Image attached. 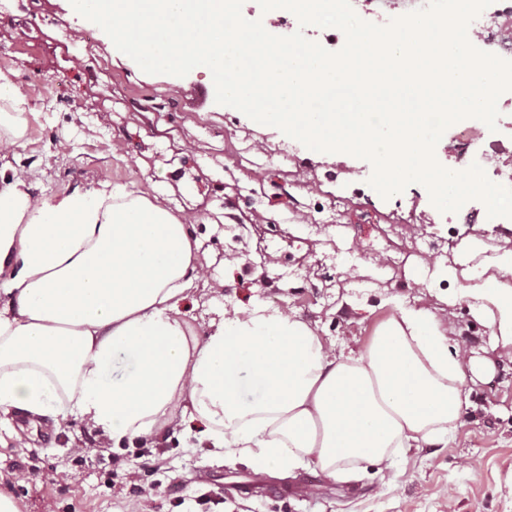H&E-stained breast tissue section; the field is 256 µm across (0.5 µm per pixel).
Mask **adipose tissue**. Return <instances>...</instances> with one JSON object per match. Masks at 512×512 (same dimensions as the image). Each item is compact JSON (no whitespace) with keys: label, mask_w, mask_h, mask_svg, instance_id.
I'll return each mask as SVG.
<instances>
[{"label":"adipose tissue","mask_w":512,"mask_h":512,"mask_svg":"<svg viewBox=\"0 0 512 512\" xmlns=\"http://www.w3.org/2000/svg\"><path fill=\"white\" fill-rule=\"evenodd\" d=\"M25 104L0 73V149L25 145ZM490 266L469 290L512 344V248ZM202 269L161 202L107 181L39 196L28 172L0 165V418L72 417L118 446L183 414L200 441L257 469L332 478L456 430L469 365L452 322L401 312L338 357L306 323L259 305L193 339L178 303Z\"/></svg>","instance_id":"1"}]
</instances>
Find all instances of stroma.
Masks as SVG:
<instances>
[{"label":"stroma","mask_w":512,"mask_h":512,"mask_svg":"<svg viewBox=\"0 0 512 512\" xmlns=\"http://www.w3.org/2000/svg\"><path fill=\"white\" fill-rule=\"evenodd\" d=\"M241 14L332 53L346 44L341 29L301 27L259 0H243ZM0 72L27 95L29 143L9 161L35 171L36 193L108 181L184 218L210 274L179 303L194 336L224 309L262 304L346 355L362 352L388 316L425 309L453 321L477 365L453 435L398 449L382 479L370 469L336 481L312 468L262 471L213 455L192 423L113 448L78 420L20 411L0 423V493L20 512H512V344L475 317L454 274L466 243L494 251L512 242V223L491 219L477 198L447 215L417 182L382 197L370 161L312 153L218 104L203 70L142 71L69 0H0ZM214 276L223 295L210 290ZM255 480L292 492H225Z\"/></svg>","instance_id":"stroma-1"}]
</instances>
